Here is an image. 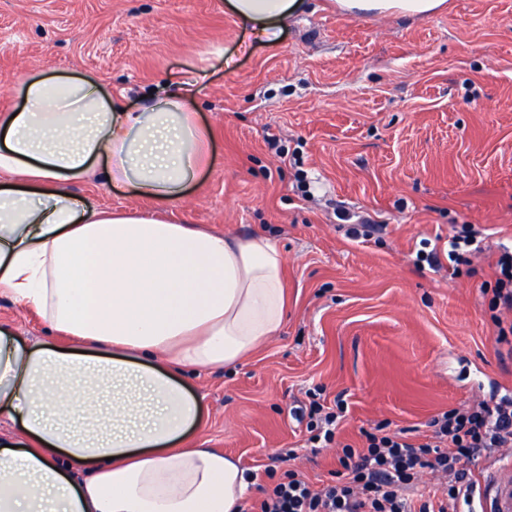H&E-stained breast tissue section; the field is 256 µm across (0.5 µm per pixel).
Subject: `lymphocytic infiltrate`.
Returning <instances> with one entry per match:
<instances>
[{
  "instance_id": "obj_1",
  "label": "lymphocytic infiltrate",
  "mask_w": 512,
  "mask_h": 512,
  "mask_svg": "<svg viewBox=\"0 0 512 512\" xmlns=\"http://www.w3.org/2000/svg\"><path fill=\"white\" fill-rule=\"evenodd\" d=\"M495 267L489 310L496 340L503 343L512 336V325L503 320L512 314V248L502 247ZM346 411L344 402L328 411L314 400L294 415L305 422L311 442L328 445ZM427 426L430 435L417 441L407 430L389 432L377 424L364 431L365 447L342 446L338 467L321 488H312L291 469L246 512H457L460 506H471L477 482L468 464L479 451L512 447V398L452 408L433 416ZM426 470L440 475L441 482L416 494Z\"/></svg>"
}]
</instances>
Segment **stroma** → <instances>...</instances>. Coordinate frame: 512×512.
Returning a JSON list of instances; mask_svg holds the SVG:
<instances>
[{
    "mask_svg": "<svg viewBox=\"0 0 512 512\" xmlns=\"http://www.w3.org/2000/svg\"><path fill=\"white\" fill-rule=\"evenodd\" d=\"M427 17L378 18L307 0L277 41L224 0H0V111L27 75H91L142 106L186 82L212 132L210 163L165 209L233 238L263 235L286 257L288 309L271 340L231 368L187 373L203 397L196 432L236 457L251 485L294 468L313 485L338 447L381 421L425 431L434 415L512 395V346L488 309L499 243L512 241V0H447ZM92 205L153 211L98 180ZM377 230L352 240L339 211ZM484 227L465 261L416 264L452 225ZM343 398L335 445L291 414ZM295 461H288L289 452Z\"/></svg>",
    "mask_w": 512,
    "mask_h": 512,
    "instance_id": "obj_1",
    "label": "stroma"
}]
</instances>
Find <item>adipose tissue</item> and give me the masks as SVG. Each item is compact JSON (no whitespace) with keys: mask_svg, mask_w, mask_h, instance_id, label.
I'll return each instance as SVG.
<instances>
[{"mask_svg":"<svg viewBox=\"0 0 512 512\" xmlns=\"http://www.w3.org/2000/svg\"><path fill=\"white\" fill-rule=\"evenodd\" d=\"M302 0H226L267 40ZM428 16L446 0H336ZM0 114V292L46 337L0 324V512H238L248 480L184 440L203 415L182 369L223 368L287 314L284 254L138 210L85 203L98 175L161 202L210 161L188 87L130 109L90 76L34 73Z\"/></svg>","mask_w":512,"mask_h":512,"instance_id":"1","label":"adipose tissue"}]
</instances>
